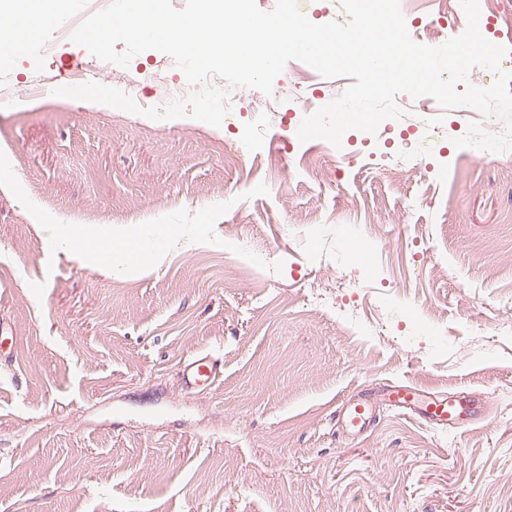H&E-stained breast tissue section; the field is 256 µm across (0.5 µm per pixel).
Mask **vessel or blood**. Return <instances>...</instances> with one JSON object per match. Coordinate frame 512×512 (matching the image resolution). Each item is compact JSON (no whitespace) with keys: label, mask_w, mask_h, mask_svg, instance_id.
Listing matches in <instances>:
<instances>
[{"label":"vessel or blood","mask_w":512,"mask_h":512,"mask_svg":"<svg viewBox=\"0 0 512 512\" xmlns=\"http://www.w3.org/2000/svg\"><path fill=\"white\" fill-rule=\"evenodd\" d=\"M223 372L221 358L197 354L182 365L183 385L189 391H202L218 381ZM381 393L387 408L419 417L422 422L443 430H457L473 423L478 415V400L463 391L432 393L413 383L395 382L383 385ZM339 418L344 432H361L374 422L376 406L356 396L342 404Z\"/></svg>","instance_id":"vessel-or-blood-1"}]
</instances>
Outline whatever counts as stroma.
Listing matches in <instances>:
<instances>
[{
	"label": "stroma",
	"mask_w": 512,
	"mask_h": 512,
	"mask_svg": "<svg viewBox=\"0 0 512 512\" xmlns=\"http://www.w3.org/2000/svg\"><path fill=\"white\" fill-rule=\"evenodd\" d=\"M1 28L27 41L0 70V321L21 338L0 359V512H512V150L452 147L469 124L443 108L410 185L316 153L271 167L246 136L255 89L218 127L152 120L55 96L89 52L43 55L46 25L12 10ZM296 73L275 80L293 126L294 96L350 83ZM417 140L407 114L342 149ZM81 225L129 228L144 264L88 262ZM210 350L223 377L184 392L181 362ZM389 382L490 409L448 432L382 408L343 434V401Z\"/></svg>",
	"instance_id": "35a3bbf8"
}]
</instances>
